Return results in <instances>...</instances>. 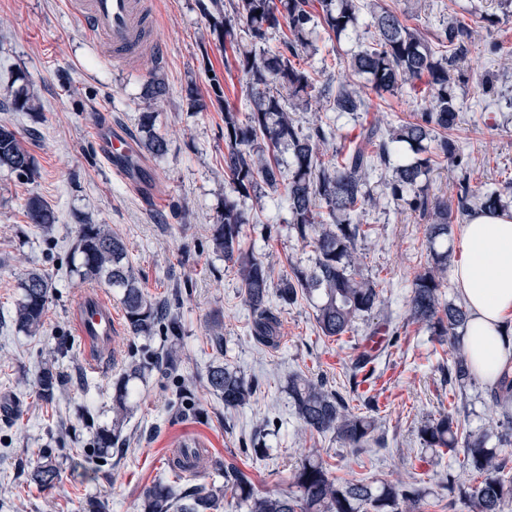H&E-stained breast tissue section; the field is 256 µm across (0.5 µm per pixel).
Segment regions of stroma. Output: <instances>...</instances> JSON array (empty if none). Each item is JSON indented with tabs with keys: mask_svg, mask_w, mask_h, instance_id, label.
<instances>
[{
	"mask_svg": "<svg viewBox=\"0 0 512 512\" xmlns=\"http://www.w3.org/2000/svg\"><path fill=\"white\" fill-rule=\"evenodd\" d=\"M161 55L143 57L135 70L114 67L81 34L65 0H0V122L23 137L35 158L28 180L0 170V512H140L144 486L171 483L169 459L188 437L202 441L210 455L248 472L257 489L297 495L294 470L307 455L321 456L333 477L396 482L425 473L429 493L421 512H467L463 502H448L440 486L458 473V460L434 458L420 437L421 426L452 412L463 433L483 436L506 463L508 481L502 512H512V442L491 408L494 385L472 377L450 389L442 380L448 345L425 326L410 322L408 303L415 275L427 264L426 218L390 196L391 169L381 167L365 184L372 203L358 238L360 270L378 285L381 303L359 317L341 339L323 336L315 321V302L302 296L293 304L271 300L279 321L275 345L258 343L253 316L232 263L213 250L212 229L231 195L224 166V106L247 107L246 81L226 71L224 53L211 42L203 0H155ZM355 33L333 39L320 33L315 52L303 66L315 79L306 109L292 117L303 130L327 120L336 139L353 137L362 121L383 127L411 121L434 100L423 83L396 94L377 95L349 67L358 50L357 35L371 21L369 6L381 4L425 38L458 20L470 31L464 62L467 79L453 93L461 106L449 136L460 147L462 167L439 162L422 177L424 195L448 204L451 226L461 224L458 180L469 171L472 188H505L512 183V112L481 95L476 80L498 75L512 93V14L490 0H361ZM27 75L40 102L34 112L11 111L7 102ZM167 93L155 104L145 100L152 80ZM351 85L367 103L363 113H324L326 95ZM196 90L201 107L189 104ZM156 114L168 153L145 157L141 174L148 183L139 193L112 172L99 152L98 128L115 126L140 139L145 108ZM46 201L56 215L51 235H43L25 216L31 195ZM284 188L262 187L260 194L234 197L247 222L241 245L252 250L280 279L292 268L316 259L312 241L301 240L288 224ZM232 196V195H231ZM108 225L126 245L141 285L179 321L178 372H169L166 333L148 336L118 324L112 348L98 367L86 360L73 310L86 282L70 265L80 223ZM36 270L49 274L53 293L44 323L35 335L18 331L13 312L22 296L18 277ZM220 320L223 348L210 341L208 324ZM384 331L388 343L373 362L385 391L379 398L377 431L384 446L355 451L334 433L304 430L288 396L290 376L324 379L328 389L348 395V369L367 336ZM55 359L65 380L53 403L40 401L36 377L46 359ZM237 369L256 391L239 408H225L207 386L210 366ZM143 367L133 379V413L107 454L96 435L112 424V386L132 365ZM192 390L182 402L180 385ZM59 464L56 485L44 490L28 475L42 456Z\"/></svg>",
	"mask_w": 512,
	"mask_h": 512,
	"instance_id": "obj_1",
	"label": "stroma"
}]
</instances>
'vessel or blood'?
Returning <instances> with one entry per match:
<instances>
[{
  "label": "vessel or blood",
  "mask_w": 512,
  "mask_h": 512,
  "mask_svg": "<svg viewBox=\"0 0 512 512\" xmlns=\"http://www.w3.org/2000/svg\"><path fill=\"white\" fill-rule=\"evenodd\" d=\"M67 8L84 35L118 66L131 68L142 54L163 51L153 35L151 0H67ZM100 141L108 166L132 186L141 187L140 169L132 162L137 153L134 140L118 128L106 127ZM76 320L79 336L95 345H109L117 327L110 303L97 290L81 296Z\"/></svg>",
  "instance_id": "obj_1"
}]
</instances>
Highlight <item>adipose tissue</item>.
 Masks as SVG:
<instances>
[{
  "mask_svg": "<svg viewBox=\"0 0 512 512\" xmlns=\"http://www.w3.org/2000/svg\"><path fill=\"white\" fill-rule=\"evenodd\" d=\"M453 282L468 313L463 341L472 366L494 383L512 365V343L502 339L512 320V209H478L462 224Z\"/></svg>",
  "mask_w": 512,
  "mask_h": 512,
  "instance_id": "adipose-tissue-1",
  "label": "adipose tissue"
}]
</instances>
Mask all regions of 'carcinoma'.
I'll return each mask as SVG.
<instances>
[{"instance_id": "carcinoma-1", "label": "carcinoma", "mask_w": 512, "mask_h": 512, "mask_svg": "<svg viewBox=\"0 0 512 512\" xmlns=\"http://www.w3.org/2000/svg\"><path fill=\"white\" fill-rule=\"evenodd\" d=\"M211 22L214 41L220 47L234 49L232 65L246 79L250 107L241 112L224 102V162L229 170L232 190L249 194L258 182L276 187L283 179L280 162L271 157L286 148L291 151L288 171L287 203L292 229L303 239L315 241L318 253L314 266L292 273L272 284L265 264L241 246L243 216L237 206L224 202L220 223L214 225L213 249L237 267L245 300L253 315V331L257 341L265 345L277 342L278 318L268 306L270 290L283 304H291L298 296L318 299L316 323L326 337L341 338L351 330L359 316L372 312L380 302L377 285L359 273L356 240L361 234L360 214L369 202L364 191L365 179L378 166L392 167L391 195L410 209L429 213L426 225L429 244L448 237V204L437 202L429 206L422 195L420 178L431 166V150L456 167L462 165L456 142L438 130L454 126L459 105L452 92L458 63L468 47V32L464 24L450 21L436 36L438 44L448 48V54L436 57L428 40L406 26L397 15L381 9L372 15L376 38L353 55L349 62L352 72L364 75L377 92L394 93L399 86L426 80L435 93V107L420 113L388 132L370 124L350 139L348 146L323 159L319 145L327 141L321 126L307 134L296 126L290 112L308 104L313 88L308 71L295 63L310 45V34L316 26L336 36L353 29L360 11L359 0H236L226 11L223 0H209L204 6ZM246 24L245 34L250 47L239 49L237 23ZM286 28L278 45H267L268 31ZM16 90L9 108L14 112H31L39 108L37 96L30 91L26 77ZM331 112H359L364 99L357 91L345 86L326 101ZM141 126L145 144L157 158L168 152L166 139L154 129V115L143 112ZM5 168L19 177L29 178L35 170V160L25 148L13 127L0 124V169ZM479 197L480 208L496 210L509 207L496 191L478 194L471 190L467 176L459 181L458 210L468 217L473 212L471 198ZM26 216L42 234L52 233L56 216L53 209L33 195L26 204ZM75 272L82 280L103 283L121 290V301L129 330L149 334L162 321L168 330L176 331L177 321L166 318L162 307L141 286L127 259L124 243L104 224H81L78 227ZM448 270V251L430 250L423 271L412 282L409 317L428 327L439 341H448L453 353L447 366L448 383L463 386L471 379L469 354L456 342L457 330L464 327L467 312L454 303H442ZM22 297L17 303L14 322L18 329L34 334L43 323V314L52 293L51 279L44 273L30 271L21 279ZM372 357L362 355L351 366L353 390L363 384L374 386V371H364ZM38 393L46 402H53L63 390L56 372L55 360L43 363L38 376ZM207 384L211 392L224 402V408L236 409L248 403L253 386L222 365L210 368ZM288 395L297 419L306 429L324 433L332 431L348 448H365L374 440L377 429L373 416L356 412L337 393L329 390L324 380L305 374L288 379ZM128 379L115 382L112 395V428L97 433V445L112 448L129 411ZM459 423L453 413L441 414L420 431L425 446L438 455H463L459 467L464 481L448 477V492L464 500L468 512H501L505 480L495 449L486 445L482 436L467 434L459 441ZM30 479L44 489H50L58 479V466L50 457L39 462ZM293 483L300 495L289 497L259 492L252 478L241 468L224 467V486L216 487L190 480L179 487L157 481L144 490L143 512H216L231 492L249 512H418L427 495L425 480L414 476L407 481L376 485L366 480L342 481L329 475L320 459L307 457L293 472Z\"/></svg>"}]
</instances>
